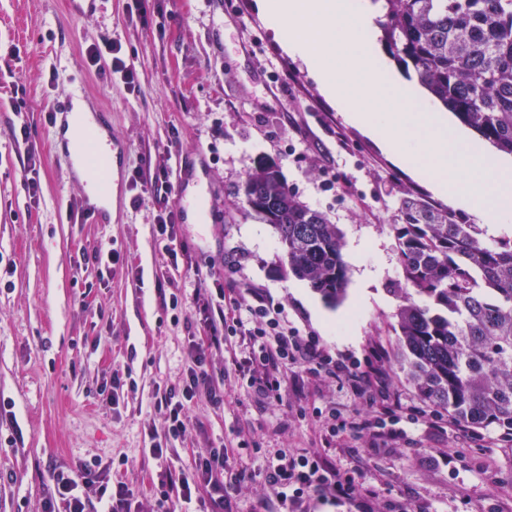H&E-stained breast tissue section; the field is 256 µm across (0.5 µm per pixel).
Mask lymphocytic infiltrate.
<instances>
[{
  "instance_id": "f902f5d3",
  "label": "lymphocytic infiltrate",
  "mask_w": 512,
  "mask_h": 512,
  "mask_svg": "<svg viewBox=\"0 0 512 512\" xmlns=\"http://www.w3.org/2000/svg\"><path fill=\"white\" fill-rule=\"evenodd\" d=\"M193 300L201 314L202 335L190 336L188 353L192 365L181 383L155 394L154 406L166 422L164 433H150L149 452L157 459L167 454L173 442L184 439L189 410L199 398L218 404L224 400L227 381L213 376L207 358L222 356L225 371L236 385L245 387L263 402H282L288 386V369L295 366L314 374L327 371L346 380L366 402L384 401L373 414L349 420L332 414L328 433L332 444L346 447L351 435L364 438L368 447L393 448L407 436V425L422 419L415 407L403 408L388 390L384 371L374 364L335 361L292 326L284 308L274 305L256 289L234 276L196 271ZM229 448H204L191 465L162 474L156 493L167 512H190L201 488L210 490L211 512H234L233 500L244 480L242 472L230 469ZM266 480L283 512H294L306 494L328 493L351 498L374 499L370 488H358L353 477L337 474L322 461L288 449L279 450L266 468ZM55 490L45 500L43 512H93L103 503L105 512H131L132 494L124 482L110 483L104 471L80 465L75 471L53 476Z\"/></svg>"
}]
</instances>
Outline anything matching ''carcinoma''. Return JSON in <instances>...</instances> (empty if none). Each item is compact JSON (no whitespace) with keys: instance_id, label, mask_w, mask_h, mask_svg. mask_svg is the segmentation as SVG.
<instances>
[{"instance_id":"cac0c4a2","label":"carcinoma","mask_w":512,"mask_h":512,"mask_svg":"<svg viewBox=\"0 0 512 512\" xmlns=\"http://www.w3.org/2000/svg\"><path fill=\"white\" fill-rule=\"evenodd\" d=\"M388 53L405 77L512 155V0H373ZM239 203L278 236L282 259L330 303L349 270L327 216L266 158L246 165ZM392 225L403 282L397 336L407 380L426 405L512 434V234L480 239L446 208L404 200Z\"/></svg>"}]
</instances>
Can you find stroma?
<instances>
[{"instance_id":"stroma-1","label":"stroma","mask_w":512,"mask_h":512,"mask_svg":"<svg viewBox=\"0 0 512 512\" xmlns=\"http://www.w3.org/2000/svg\"><path fill=\"white\" fill-rule=\"evenodd\" d=\"M104 37L135 63L134 85L88 66V45ZM76 85L111 108L112 134L125 147L104 224L70 223L69 207L85 199V183L49 134L53 107ZM31 151L41 159L34 177ZM167 151L183 162L186 206L201 186L214 207L208 224L181 217L186 254L169 272L152 232L158 207L135 183ZM261 156L336 224L345 246L365 244L347 288L363 277L369 285L348 327L314 322L291 288L295 277L275 231L236 208L244 169ZM329 175L335 183L328 188ZM409 197L446 204L345 121L301 62L282 51L256 0H104L95 11L86 0H0V400L11 403L0 412V512H42L55 471L91 462L128 484L137 512H163L154 487L165 462L144 453V435L164 427L153 408L156 385L178 382L190 365L188 328L199 321L195 266L223 274L227 261L239 260V278L283 306L301 334L332 356L362 363L382 351L391 389L403 405L418 404L394 318L403 273L391 226ZM107 245L120 255L108 274L85 259ZM163 272L183 294L174 311L161 304ZM115 371L136 387L123 389L114 406L98 387ZM303 377V388L279 404L237 387L223 406L198 400L170 460L190 465L193 447L234 442L245 429L248 444L231 461L245 474L238 512L274 504L264 467L286 448L357 473L377 492L369 505L315 495L305 512H382L388 502L413 512H512V442L498 427L460 434L423 421L408 426V447L369 448L355 438L329 448L314 408L352 417L368 407L346 383L322 373Z\"/></svg>"}]
</instances>
